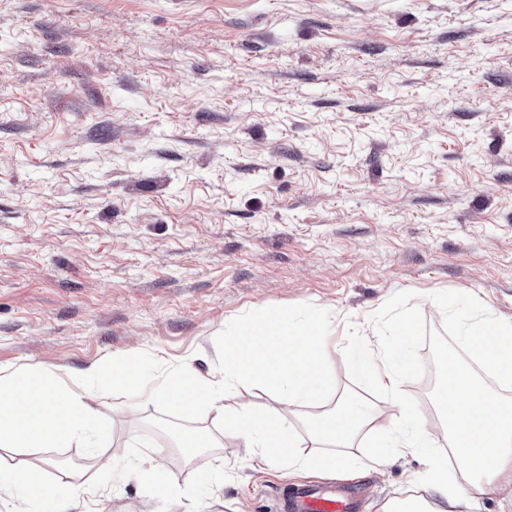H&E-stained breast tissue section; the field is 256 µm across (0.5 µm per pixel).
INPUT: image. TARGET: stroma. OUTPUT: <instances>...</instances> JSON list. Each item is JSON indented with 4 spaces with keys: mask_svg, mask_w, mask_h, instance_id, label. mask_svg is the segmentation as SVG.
Returning <instances> with one entry per match:
<instances>
[{
    "mask_svg": "<svg viewBox=\"0 0 512 512\" xmlns=\"http://www.w3.org/2000/svg\"><path fill=\"white\" fill-rule=\"evenodd\" d=\"M332 316V401L382 402L354 359L407 355L441 426L448 304L512 320V0H0V368L150 353L216 370L236 316ZM112 460L0 448L61 491L32 512H283L348 486L383 512L427 466L287 472L248 442L169 448L148 399L92 388ZM82 484L79 497L64 493Z\"/></svg>",
    "mask_w": 512,
    "mask_h": 512,
    "instance_id": "stroma-1",
    "label": "stroma"
}]
</instances>
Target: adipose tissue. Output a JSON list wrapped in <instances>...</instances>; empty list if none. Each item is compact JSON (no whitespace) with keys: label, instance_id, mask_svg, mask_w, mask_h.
<instances>
[{"label":"adipose tissue","instance_id":"adipose-tissue-1","mask_svg":"<svg viewBox=\"0 0 512 512\" xmlns=\"http://www.w3.org/2000/svg\"><path fill=\"white\" fill-rule=\"evenodd\" d=\"M460 341L480 352L497 375L512 380V321L460 318ZM357 372L371 385L393 396L396 427L373 443L372 470L395 455L432 456L436 435L396 395L414 364L409 356L388 363L367 353L357 358ZM99 386L138 395L144 391L142 365L128 354L93 364L67 384L47 367L0 369V448H67L103 445V424L89 389ZM447 421L448 438L470 476L473 492L483 494L498 482L512 483V403L492 399L481 381L456 364L448 366V382L437 396ZM374 417L362 403L332 409L310 423L314 441L347 446ZM429 498L409 497L390 504L386 512H456L464 495L448 489V463L434 458L426 473Z\"/></svg>","mask_w":512,"mask_h":512}]
</instances>
